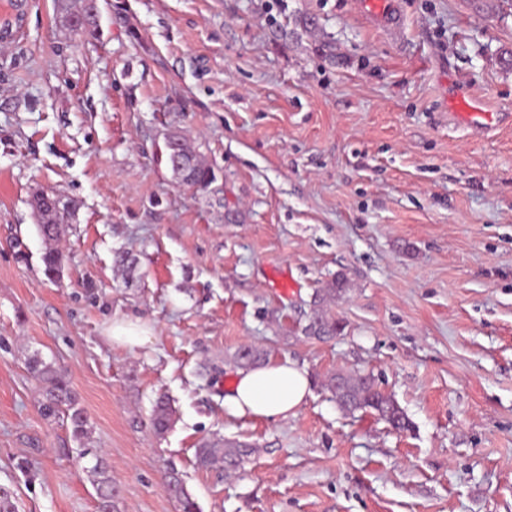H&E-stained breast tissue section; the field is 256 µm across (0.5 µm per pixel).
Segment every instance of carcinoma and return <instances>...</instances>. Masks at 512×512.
Instances as JSON below:
<instances>
[{"mask_svg": "<svg viewBox=\"0 0 512 512\" xmlns=\"http://www.w3.org/2000/svg\"><path fill=\"white\" fill-rule=\"evenodd\" d=\"M57 11L65 29L76 39L93 36L98 31L99 14L96 5L90 3L80 8L73 0H57ZM188 164L179 166V158L172 145L164 143V159L177 182L199 190H207L217 181L212 166L199 159L188 146L182 147ZM32 208L38 221V231L45 242L49 243L42 255L44 274L50 280L60 277L63 256L50 242L63 238L69 228L72 210L76 202L65 205L48 194L41 193L33 197ZM347 281L344 276L334 277L313 300L310 322L305 333L318 339L330 338L342 330L340 321L330 314L329 307L335 300L346 293ZM262 352L251 346L246 350H237L233 355L234 362L240 367H250L259 363ZM27 368L32 377L40 385V409L47 420L60 418L69 422L74 438L81 440L87 437V417L84 409L79 406L69 381L52 362L36 356L30 358ZM329 389L336 398L339 407L347 412L373 409L393 428L405 430L409 422L396 400L381 391L375 379L363 374H338L331 377ZM174 409L166 397L157 398L152 417V427L156 434H164L173 423ZM250 448L239 442H230L222 438L206 439L196 450L198 466L206 469L231 470L238 467ZM95 460L91 468L95 476L98 512H114V488L105 458L92 454ZM166 492L179 504L180 512H199V508L184 488L183 481L175 471L169 472L165 482Z\"/></svg>", "mask_w": 512, "mask_h": 512, "instance_id": "cac0c4a2", "label": "carcinoma"}]
</instances>
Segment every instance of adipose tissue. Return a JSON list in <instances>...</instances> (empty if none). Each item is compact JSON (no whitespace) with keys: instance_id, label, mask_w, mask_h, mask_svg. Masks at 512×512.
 Returning a JSON list of instances; mask_svg holds the SVG:
<instances>
[{"instance_id":"obj_1","label":"adipose tissue","mask_w":512,"mask_h":512,"mask_svg":"<svg viewBox=\"0 0 512 512\" xmlns=\"http://www.w3.org/2000/svg\"><path fill=\"white\" fill-rule=\"evenodd\" d=\"M310 393L305 367L286 358L239 370L224 405L242 417L285 420L297 415Z\"/></svg>"}]
</instances>
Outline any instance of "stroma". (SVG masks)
Here are the masks:
<instances>
[{
  "label": "stroma",
  "instance_id": "1",
  "mask_svg": "<svg viewBox=\"0 0 512 512\" xmlns=\"http://www.w3.org/2000/svg\"><path fill=\"white\" fill-rule=\"evenodd\" d=\"M98 3L94 38L26 0L0 39V488L15 512H96L69 424L40 413L36 354L70 381L115 512H179L171 470L199 512H512V0H396L395 37L355 0ZM463 97L491 127L459 123ZM172 130L214 168L210 190L173 178ZM39 191L77 204L56 281ZM339 274L341 334L306 336ZM125 316L148 342H111ZM244 344L305 366L297 416L225 409ZM338 372L372 375L408 429L340 410ZM162 394L175 416L158 436ZM215 437L252 446L236 474L197 467Z\"/></svg>",
  "mask_w": 512,
  "mask_h": 512
}]
</instances>
